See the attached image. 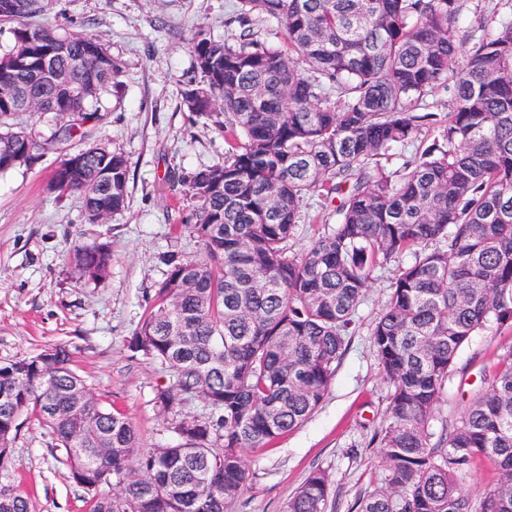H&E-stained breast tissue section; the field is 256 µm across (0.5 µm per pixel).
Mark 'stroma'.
Wrapping results in <instances>:
<instances>
[{
	"mask_svg": "<svg viewBox=\"0 0 512 512\" xmlns=\"http://www.w3.org/2000/svg\"><path fill=\"white\" fill-rule=\"evenodd\" d=\"M235 3L39 0V22L61 34L96 36L122 64L118 85L98 100L108 117L96 136L129 162V203L105 223H87L81 198L48 189L59 162L54 153L32 167L0 174V362L67 345L73 369L105 408L131 419L147 449L173 438L170 415L154 402L168 373L131 352L129 341L165 278L160 253L201 252L189 228L183 178L216 163L225 147L212 121L192 115L183 102L182 90L200 78L187 42L201 28L221 39L239 34ZM333 222L321 197L309 199L291 241L293 252L306 251ZM96 238L110 243L112 267L103 284L85 285L68 254L75 241ZM411 260L405 254L374 270L326 397L302 426L271 445L248 449L249 484L232 512H282L318 468L332 479L328 512H351L373 487L391 387L370 333L393 278ZM511 347L512 331L505 328L471 336L435 412L434 432L455 422ZM4 481L28 499L30 512H89V496L73 482L64 448L32 415L21 418Z\"/></svg>",
	"mask_w": 512,
	"mask_h": 512,
	"instance_id": "obj_1",
	"label": "stroma"
}]
</instances>
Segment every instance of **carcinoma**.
Masks as SVG:
<instances>
[{"label":"carcinoma","mask_w":512,"mask_h":512,"mask_svg":"<svg viewBox=\"0 0 512 512\" xmlns=\"http://www.w3.org/2000/svg\"><path fill=\"white\" fill-rule=\"evenodd\" d=\"M238 6L240 23L274 20L288 46L249 29L234 42L202 29L190 38L201 80L182 99L224 133V159L185 178L202 253L159 256L166 277L129 341L169 373L154 400L175 416V440L142 449L132 421L100 404L58 344L0 363V473L31 410L64 448L90 512H229L249 478L245 451L314 413L372 273L409 254L371 330L391 394L382 474L356 512H512V348L448 432L432 428L470 336L512 328V0L462 36L461 0ZM37 13L38 0L0 10L16 23L0 56V173L58 154L50 189L81 195L96 224L129 200L128 160L90 140L107 119L94 100L122 67L92 35H59L33 23ZM46 62L62 80L45 79ZM440 85L452 93L448 114L417 111ZM23 112L53 113L50 138L19 125ZM435 124L440 141L401 181L370 167ZM320 190L336 221L292 254L302 208ZM71 261L99 284L112 250L78 243ZM192 397L208 413L179 416ZM482 460L498 477L474 501L462 486ZM331 491L328 473L313 470L283 512H327ZM0 512L29 504L1 483Z\"/></svg>","instance_id":"carcinoma-1"}]
</instances>
